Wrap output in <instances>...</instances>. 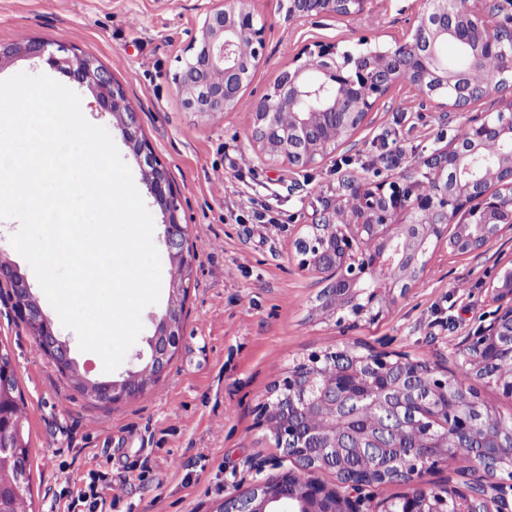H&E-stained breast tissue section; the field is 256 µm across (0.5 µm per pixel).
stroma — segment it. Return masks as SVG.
<instances>
[{
	"label": "stroma",
	"mask_w": 512,
	"mask_h": 512,
	"mask_svg": "<svg viewBox=\"0 0 512 512\" xmlns=\"http://www.w3.org/2000/svg\"><path fill=\"white\" fill-rule=\"evenodd\" d=\"M197 0H0V44L52 40L96 58L138 112L143 134L179 194L195 245L180 347L153 394L112 405L69 387L37 337L0 289V344L14 362L28 415L33 508L70 512L80 490L96 482L107 512H219L225 498L248 491L266 460L276 476L293 464L257 424L256 407L296 360L344 346L401 352L410 360L457 369L468 336L488 325L490 289L512 267V239L492 240L477 253L448 248L428 253L430 270L374 322L341 330L316 312L325 284L299 270L294 242L318 197L333 194L355 173L374 180L406 173L455 139L467 116L498 112L499 93L466 113L439 119L432 100L407 84L393 87L367 123L321 166L291 169L255 157L248 107L203 118L185 109L174 77L197 24ZM264 20L263 59L248 88L258 96L304 48L335 42L354 49L359 38L384 46L415 27L422 0H368L367 16L315 17L286 24L277 0H251ZM82 111L107 128L129 166L145 205L153 199L139 163L90 90L76 86ZM247 165H240V158ZM267 205L277 225L254 221ZM19 229L0 219V259L25 277L69 355L90 377L108 380L101 358L80 351L30 264L10 238ZM174 268L162 264L158 304L142 314L143 330L123 368L148 354L147 340L170 302Z\"/></svg>",
	"instance_id": "35a3bbf8"
}]
</instances>
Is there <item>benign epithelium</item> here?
<instances>
[{
    "label": "benign epithelium",
    "mask_w": 512,
    "mask_h": 512,
    "mask_svg": "<svg viewBox=\"0 0 512 512\" xmlns=\"http://www.w3.org/2000/svg\"><path fill=\"white\" fill-rule=\"evenodd\" d=\"M368 0H278L285 21L299 23L314 16L358 17ZM512 8V0H424L419 24L408 35L383 49L366 47L341 51L335 44L305 50L306 58L283 70L273 86L250 102L253 114L251 139L267 161L307 168L322 163L336 151V140L325 138L336 126L346 136L368 120L377 100L393 85L407 82L428 97L445 99L444 107L462 110L490 91L509 92L506 110L486 115L465 126L467 136L436 150L416 166L415 175L399 181H371L344 177L336 193L317 198L295 242L298 267L328 282L323 312L348 319L374 321L384 311L380 297L398 290L405 294L425 276L427 254L432 243H448L455 252L481 251L489 241L512 234V43L505 46L495 33H512V13L505 21L499 14ZM266 24L257 19L249 0H204L202 14L191 40L180 58L175 82L190 112L210 116L232 112L246 102V92L261 63ZM452 40L466 48L461 63L450 66L441 54L443 43ZM508 58L506 76L490 75L487 85L474 90L464 81L467 67H478L490 56ZM45 56L47 63L92 92L97 107L117 121L126 144L141 170L151 173L147 184L162 216L163 240L175 269L171 303L147 339L153 378L168 371L169 355L178 348L183 301L188 294L194 254L187 248V225L182 222L176 190L144 139L136 110L130 106L120 84L104 67L62 44L41 40L27 44L0 45V63L21 57ZM220 71L223 79H213ZM291 116L288 131L279 144L272 143L280 113ZM487 140L501 141L505 151L498 160L479 167V150ZM457 231L448 236V225ZM17 269L0 261V287L12 289L18 317L48 348L67 349L56 336L41 310L27 306L30 289L13 288ZM497 308L492 322L471 338L474 362L512 358V269L505 270L491 289ZM338 367L340 380H319L320 366ZM131 368L120 379L102 389L112 404L132 397L136 385ZM424 387L431 406L445 414V431L409 447L406 455L416 460L415 471L376 463L364 473L349 471L346 456L367 453L379 459L395 447L397 436L408 430L423 403L418 388ZM388 395L378 419L354 432L350 439L323 441L306 429L303 417L315 410L354 416L376 393ZM276 406L266 398L258 406L259 424L270 425L275 417L281 425L279 447L294 460L296 469L262 480L248 492L224 499L222 512H365L362 493L372 486L395 481L425 483V476L447 454L458 447L454 438L471 426L497 414L495 407L478 396L466 404H448V374L426 362H412L400 354L354 348L311 354L299 360L287 376L274 384ZM502 429L490 433L473 454L494 466L478 471V477L450 486L445 494L420 488L395 499H384L378 512H497L512 507V432L502 438ZM331 469L339 487L329 488L316 477L318 470Z\"/></svg>",
    "instance_id": "benign-epithelium-1"
}]
</instances>
